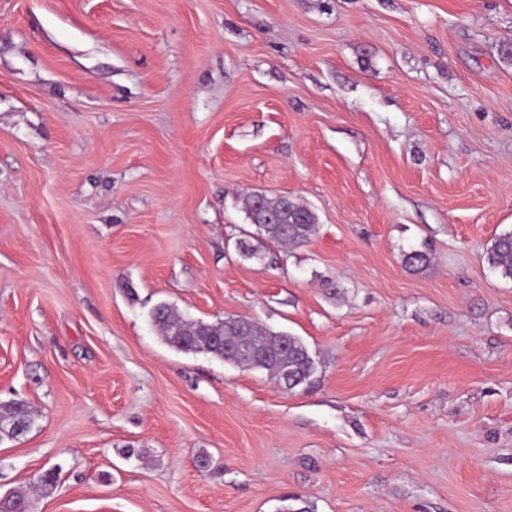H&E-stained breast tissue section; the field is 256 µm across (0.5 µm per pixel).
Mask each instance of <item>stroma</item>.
Listing matches in <instances>:
<instances>
[{"instance_id":"stroma-1","label":"stroma","mask_w":512,"mask_h":512,"mask_svg":"<svg viewBox=\"0 0 512 512\" xmlns=\"http://www.w3.org/2000/svg\"><path fill=\"white\" fill-rule=\"evenodd\" d=\"M512 0H0V495L34 512H512ZM318 233L246 260L236 195ZM428 242L429 267L406 252ZM160 302L320 381L168 346ZM490 268L502 277L512 279V231L497 236L486 249ZM34 425L33 413L26 401L16 400L0 405V435L4 440L18 426L26 434ZM18 432V433H19ZM13 435V434H11Z\"/></svg>"}]
</instances>
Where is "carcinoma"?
<instances>
[{"label":"carcinoma","mask_w":512,"mask_h":512,"mask_svg":"<svg viewBox=\"0 0 512 512\" xmlns=\"http://www.w3.org/2000/svg\"><path fill=\"white\" fill-rule=\"evenodd\" d=\"M241 203L250 229L240 230L235 249L244 259H261L263 248L269 243L285 248L303 246L318 231L317 214L287 196L272 199L261 192H250L241 197ZM486 259L493 271L512 279V231L493 240L486 249ZM429 262L430 253L426 249L412 250L404 257L405 266L411 269L420 270ZM150 319L164 342L178 351L205 353L236 366L262 370L278 382L288 371L303 378L302 389L311 388L318 382V370L310 368L314 358L304 342L288 333L273 334L258 321L253 325L260 335V348L268 352L262 362L255 361L249 352L226 346L232 340L236 323L242 321L240 317L228 316L214 321L191 319L161 303L151 310ZM33 425V413L27 402L16 400L0 405V437L7 438L17 427L28 432ZM57 479L56 470L49 469L38 474L32 485L42 494L49 495L55 490ZM6 502L17 512H32L33 509L25 491L10 492Z\"/></svg>","instance_id":"obj_1"}]
</instances>
